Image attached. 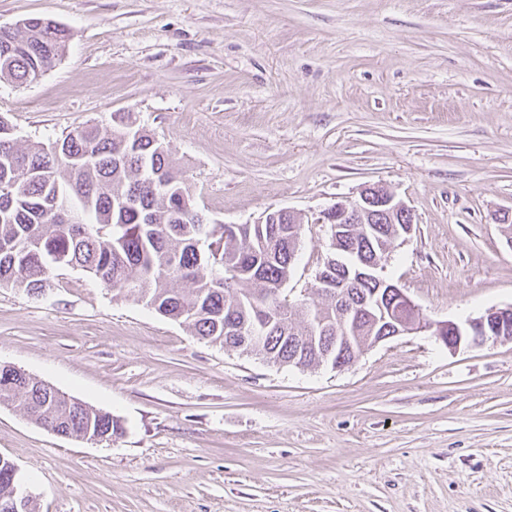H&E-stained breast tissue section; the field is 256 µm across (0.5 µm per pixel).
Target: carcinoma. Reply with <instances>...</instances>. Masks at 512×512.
<instances>
[{
  "instance_id": "obj_1",
  "label": "carcinoma",
  "mask_w": 512,
  "mask_h": 512,
  "mask_svg": "<svg viewBox=\"0 0 512 512\" xmlns=\"http://www.w3.org/2000/svg\"><path fill=\"white\" fill-rule=\"evenodd\" d=\"M71 38L66 27L39 17L1 27L0 78L38 80ZM200 214L180 169L135 112L27 146L0 118V287L40 295L53 268H79L116 295L144 302L224 347H238L226 322L249 326L262 318L264 342L250 353L280 365L297 354L303 366H319L320 351L310 344L297 353L294 337L314 336L320 344L336 335V324L315 332L262 292L285 287L291 277L289 254L297 242L284 234L291 224H244L235 234L209 224L202 249L196 247ZM391 245L387 238L363 239L358 249L380 260ZM0 402L66 437L123 433L110 413L1 365Z\"/></svg>"
}]
</instances>
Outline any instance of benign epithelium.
<instances>
[{"instance_id": "7a95c632", "label": "benign epithelium", "mask_w": 512, "mask_h": 512, "mask_svg": "<svg viewBox=\"0 0 512 512\" xmlns=\"http://www.w3.org/2000/svg\"><path fill=\"white\" fill-rule=\"evenodd\" d=\"M322 223L331 225L333 241L337 244L346 241L350 246L346 251L357 252L359 228L366 224H392L391 238H406L413 230V219L409 207L394 193L382 185L369 184L360 191L355 201L338 202L324 212ZM344 281L363 283L371 286V293L358 304H342L338 288L341 283L332 282L327 273L316 275L315 294L332 302L335 312L325 308H307V320L313 326L323 327L331 319L343 330L353 329L363 320L373 326H382L377 336L368 337L369 347L406 333L434 331V336L450 350L463 345H480L487 340L512 341V305L496 308L487 314L463 321L427 322L416 328V323L407 318L418 312L417 304L393 280L383 275L379 266L360 257L344 266ZM347 337L336 340L323 350L326 363L340 368L344 366ZM8 512H35L33 497L24 489L15 490L12 500L6 505Z\"/></svg>"}]
</instances>
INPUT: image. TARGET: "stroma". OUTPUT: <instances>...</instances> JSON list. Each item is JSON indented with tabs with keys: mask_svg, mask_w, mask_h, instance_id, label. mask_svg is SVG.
<instances>
[{
	"mask_svg": "<svg viewBox=\"0 0 512 512\" xmlns=\"http://www.w3.org/2000/svg\"><path fill=\"white\" fill-rule=\"evenodd\" d=\"M30 17L73 39L0 79L18 142L137 113L211 223L300 215L294 313L321 214L367 184L413 213L386 273L425 317L512 304V0H0V26ZM0 363L124 429L67 438L0 404L38 512H512V343L408 333L341 370L278 365L58 267L42 297L0 288Z\"/></svg>",
	"mask_w": 512,
	"mask_h": 512,
	"instance_id": "obj_1",
	"label": "stroma"
}]
</instances>
